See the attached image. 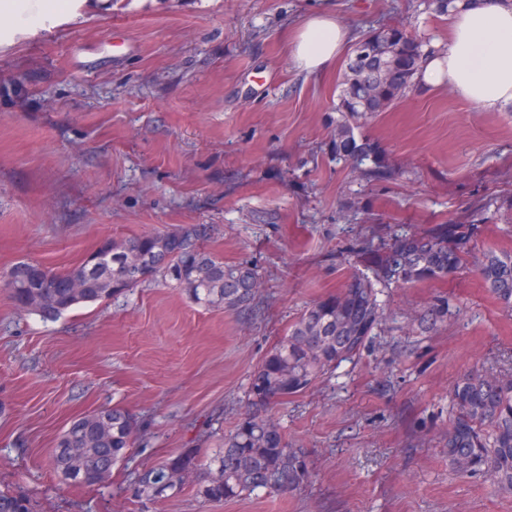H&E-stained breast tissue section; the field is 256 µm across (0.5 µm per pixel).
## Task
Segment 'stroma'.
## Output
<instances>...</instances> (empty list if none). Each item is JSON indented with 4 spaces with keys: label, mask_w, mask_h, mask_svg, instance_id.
I'll use <instances>...</instances> for the list:
<instances>
[{
    "label": "stroma",
    "mask_w": 512,
    "mask_h": 512,
    "mask_svg": "<svg viewBox=\"0 0 512 512\" xmlns=\"http://www.w3.org/2000/svg\"><path fill=\"white\" fill-rule=\"evenodd\" d=\"M319 13L356 41L403 24L437 48L452 23L423 0H84L0 45V84L26 80L0 97V275L21 261L66 271L103 241L199 224L202 249L260 281L242 312L198 306L157 274L53 322L0 289V489L23 488L36 512H512V492L451 468L444 441L460 375L512 369V310L477 273L484 250L512 251V103L489 112L418 87L364 122L397 169L364 178L331 158L349 51L317 74L291 54ZM483 198L495 204L453 277L380 288L360 357L272 408L307 484L131 500L142 468L223 448L252 372L305 307L372 274L365 243L465 223ZM114 405L137 418L134 448L104 486L63 483L48 456L67 423Z\"/></svg>",
    "instance_id": "1"
}]
</instances>
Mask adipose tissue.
<instances>
[{"instance_id": "ef3b65f1", "label": "adipose tissue", "mask_w": 512, "mask_h": 512, "mask_svg": "<svg viewBox=\"0 0 512 512\" xmlns=\"http://www.w3.org/2000/svg\"><path fill=\"white\" fill-rule=\"evenodd\" d=\"M81 0H0V38L37 34L62 16L76 12ZM348 38L336 19L316 15L301 24L291 41L300 69L326 70ZM417 80L451 88L460 97L494 111L512 102V0H476L454 17L447 46L432 54Z\"/></svg>"}]
</instances>
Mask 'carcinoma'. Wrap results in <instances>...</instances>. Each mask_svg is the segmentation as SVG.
<instances>
[{
	"label": "carcinoma",
	"mask_w": 512,
	"mask_h": 512,
	"mask_svg": "<svg viewBox=\"0 0 512 512\" xmlns=\"http://www.w3.org/2000/svg\"><path fill=\"white\" fill-rule=\"evenodd\" d=\"M468 0H424L425 11L451 15ZM371 50L343 72L336 104L332 150L363 174L388 177L382 149L357 140L358 119L388 111L417 85V73L435 49L430 39L404 27H388L370 37ZM475 224H456L445 235L398 234L376 260L375 279L350 276L336 293L324 296L298 320L250 377L248 409L224 448L209 460L189 448L136 474L132 497L142 501L180 496L190 479L207 503H224L255 492L286 494L311 478L305 453L288 447L270 408L312 386L365 348L382 312L376 284L405 287L454 275L474 249ZM204 229L185 225L166 234L148 233L124 242L106 241L96 258L64 272L19 262L3 284L20 311L53 320L74 308L123 294L161 273L183 288L197 305L236 311L255 299L259 278L246 264H226L197 246ZM477 270L499 303L512 310V251L489 249ZM67 281L76 288H62ZM451 418L444 434L448 463L487 475L512 491V372L473 366L450 391ZM137 421L122 407L103 408L70 421L54 448L51 463L67 484L99 486L112 476L136 442ZM0 512H34L20 491L0 490Z\"/></svg>",
	"instance_id": "obj_1"
}]
</instances>
